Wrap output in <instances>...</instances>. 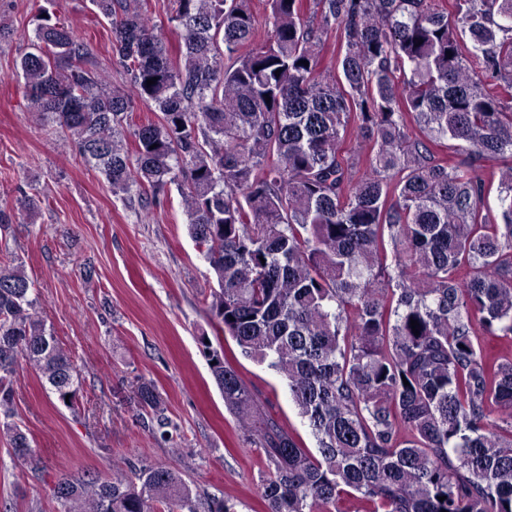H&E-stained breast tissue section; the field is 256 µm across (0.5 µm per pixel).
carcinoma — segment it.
I'll list each match as a JSON object with an SVG mask.
<instances>
[{
  "label": "carcinoma",
  "instance_id": "cac0c4a2",
  "mask_svg": "<svg viewBox=\"0 0 512 512\" xmlns=\"http://www.w3.org/2000/svg\"><path fill=\"white\" fill-rule=\"evenodd\" d=\"M92 4L122 85L41 5L15 76L112 195L147 217L176 186L217 284V331L288 381L316 441L302 447L201 337L264 456L266 512H343L347 497L369 512H512V358L480 343L512 340V0H267L262 13L168 0L173 42L144 0ZM142 106L153 117L136 123ZM18 222L0 207V438L14 454L32 448L14 420L19 363L73 412L83 382L12 258ZM131 403L174 439L153 381ZM129 470L61 478L54 499L199 512L179 471Z\"/></svg>",
  "mask_w": 512,
  "mask_h": 512
}]
</instances>
